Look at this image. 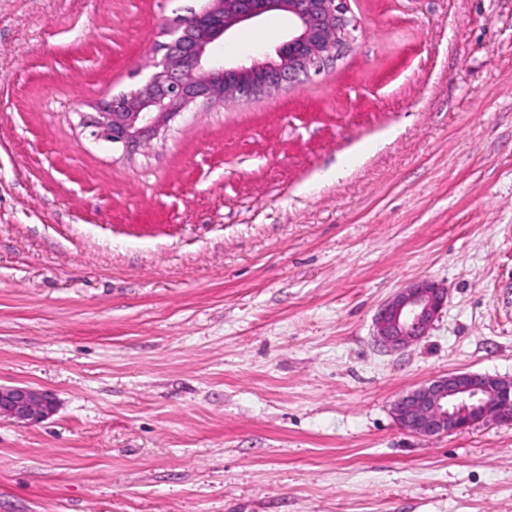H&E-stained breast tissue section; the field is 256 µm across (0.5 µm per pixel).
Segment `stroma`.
I'll return each mask as SVG.
<instances>
[{
    "label": "stroma",
    "instance_id": "stroma-1",
    "mask_svg": "<svg viewBox=\"0 0 512 512\" xmlns=\"http://www.w3.org/2000/svg\"><path fill=\"white\" fill-rule=\"evenodd\" d=\"M204 0H0V512H512V425L426 437L403 392L512 378V0H349L305 84L93 143ZM279 13L217 48L274 52ZM448 299L388 352L378 306ZM448 291L431 280L410 283L383 302L374 316L375 342L398 350L426 335L447 302ZM55 394L30 386L0 385V418L12 419L18 424H38L56 409Z\"/></svg>",
    "mask_w": 512,
    "mask_h": 512
}]
</instances>
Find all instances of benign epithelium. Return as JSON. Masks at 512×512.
<instances>
[{
    "label": "benign epithelium",
    "instance_id": "benign-epithelium-1",
    "mask_svg": "<svg viewBox=\"0 0 512 512\" xmlns=\"http://www.w3.org/2000/svg\"><path fill=\"white\" fill-rule=\"evenodd\" d=\"M348 0H210L178 24L174 39L147 82L128 95L95 105L85 127L90 137L133 152L148 145L192 103L228 104L242 97L293 89L352 50L355 25ZM286 14L288 38L277 59L250 57L233 65L213 52L221 37L268 12ZM431 280L410 283L383 302L374 316L375 342L398 350L426 335L447 302ZM55 394L30 386L0 385V418L38 424L56 409ZM399 427L422 436L461 432L477 424H512V380L454 372L425 382L394 401Z\"/></svg>",
    "mask_w": 512,
    "mask_h": 512
}]
</instances>
